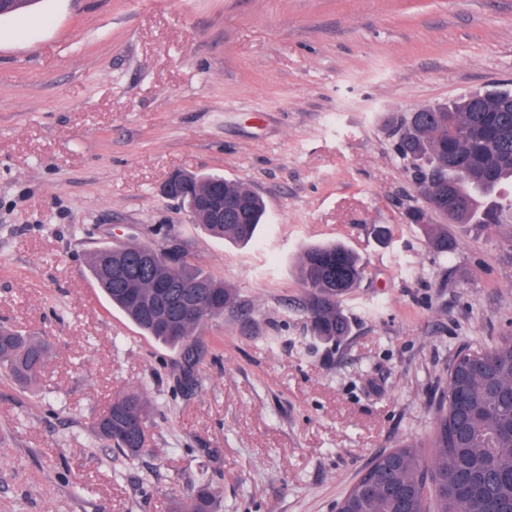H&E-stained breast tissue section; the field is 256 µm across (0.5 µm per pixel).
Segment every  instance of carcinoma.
<instances>
[{
    "label": "carcinoma",
    "instance_id": "1",
    "mask_svg": "<svg viewBox=\"0 0 512 512\" xmlns=\"http://www.w3.org/2000/svg\"><path fill=\"white\" fill-rule=\"evenodd\" d=\"M512 90L474 92L444 104L411 112L400 123L397 156L413 166L416 179L441 217L458 224H483L512 232V111L499 112ZM191 193L203 195L224 183V199L239 210L210 222L199 212L196 223L209 235L247 245L266 223V204L250 184L220 175H187ZM407 217L423 226L428 245L448 253V228L431 214L414 209ZM96 286L146 335L183 351L192 360L201 324L237 306L236 292L224 282L173 262L149 243L101 247L90 254ZM359 257L335 242L306 247L298 278L304 288L302 309L312 335L327 343L343 340L350 322L341 300L360 280ZM168 282V294L154 284ZM180 320L178 331L163 334L156 322ZM56 342L0 325V371L20 389L44 378ZM512 335L474 351L459 353L448 368V384L436 408L434 428L425 445L403 444L377 458L337 503L340 512H499L512 507ZM153 408L139 391L112 398L97 419L94 441L138 460L148 451ZM179 512H216L217 496L202 480L179 503Z\"/></svg>",
    "mask_w": 512,
    "mask_h": 512
}]
</instances>
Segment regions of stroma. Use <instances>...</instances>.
<instances>
[{
	"mask_svg": "<svg viewBox=\"0 0 512 512\" xmlns=\"http://www.w3.org/2000/svg\"><path fill=\"white\" fill-rule=\"evenodd\" d=\"M512 87V0H39L0 17V324L56 337L41 385L0 374V512H336L378 454L426 441L448 365L512 333V238L452 224L438 256L393 118ZM176 170L265 199L240 247L189 222ZM177 239L240 304L187 365L102 297L104 245ZM364 275L352 330L312 336L300 251ZM156 409L148 455L91 447L115 393ZM407 217L411 224H421L425 228L427 243L434 251L448 254V228L445 224H434L431 214L422 209H413ZM179 512H216L217 496L207 480L193 485L186 497L179 503Z\"/></svg>",
	"mask_w": 512,
	"mask_h": 512,
	"instance_id": "stroma-1",
	"label": "stroma"
}]
</instances>
